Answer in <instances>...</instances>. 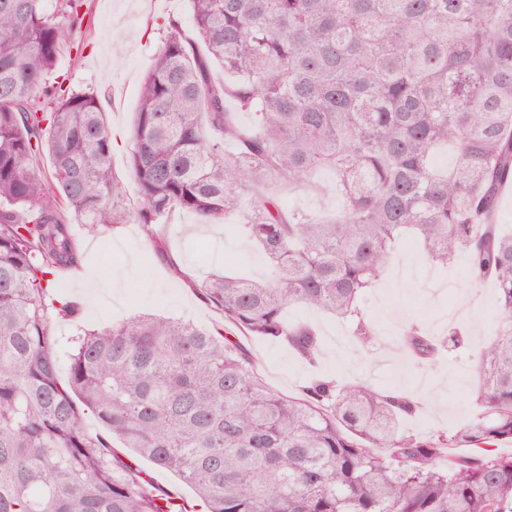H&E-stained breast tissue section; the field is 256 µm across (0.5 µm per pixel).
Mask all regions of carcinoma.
<instances>
[{
	"instance_id": "cac0c4a2",
	"label": "carcinoma",
	"mask_w": 512,
	"mask_h": 512,
	"mask_svg": "<svg viewBox=\"0 0 512 512\" xmlns=\"http://www.w3.org/2000/svg\"><path fill=\"white\" fill-rule=\"evenodd\" d=\"M191 4L193 34L163 21L141 84L133 205L102 102L56 74L84 0H0V512H188L140 457L192 486L205 512H512V455L497 453L512 442V235L495 221L512 183V0ZM440 146L454 152L447 171ZM45 153L49 178L34 166ZM317 171L341 201L330 218L266 191ZM176 210L205 224L241 214L224 231L248 234L276 268L255 281L174 267L236 335L134 317L78 334L61 377L49 318L82 313L56 295L58 274L82 264L71 221L94 235L138 224L170 264L155 226ZM408 233L438 265L467 254L471 281L496 286L503 326L477 358L483 411L436 436L400 429L417 402L369 382L317 378L300 398L267 387L248 337L310 362L322 350L312 324L285 321L292 305L374 342L359 301ZM401 341L422 363L472 350L460 327L428 336L411 322ZM450 448L473 453L446 464Z\"/></svg>"
}]
</instances>
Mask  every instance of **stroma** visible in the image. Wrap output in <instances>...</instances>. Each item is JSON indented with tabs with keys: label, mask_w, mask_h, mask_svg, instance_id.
I'll use <instances>...</instances> for the list:
<instances>
[{
	"label": "stroma",
	"mask_w": 512,
	"mask_h": 512,
	"mask_svg": "<svg viewBox=\"0 0 512 512\" xmlns=\"http://www.w3.org/2000/svg\"><path fill=\"white\" fill-rule=\"evenodd\" d=\"M85 20L70 46L59 55L58 70L74 89L97 92L112 131V166L130 202H137L134 178L127 166L129 131L139 107V88L162 45V32L153 20L178 17L192 29L189 0H86ZM72 233L82 250L80 270L58 279V290L83 305L79 321L50 318L53 336L68 343L82 328H100L141 314L188 318L212 329L222 325V315L199 300L189 278L241 265L244 274L269 276V265L253 242L225 236L223 228L198 223L193 214L177 211L157 227V233L176 257L186 277L168 267L149 264V247L139 225L124 224L103 236L87 233L75 223ZM467 260L458 257L445 269L435 267L423 246L413 237L399 240L385 276L365 295L361 308L379 329L368 347L357 344L352 328L321 312L289 308L288 320H307L319 330L323 347L315 362L301 360L287 346L261 337L248 344L255 367L274 391L301 397L316 376L339 381L365 379L407 394L419 403L414 416L405 418L409 431L451 433L480 414L476 403V358L441 356L432 363L417 362L399 336L407 321H416L432 336L446 335L451 317L466 307L464 329L475 344L493 340L502 318L495 303V285L473 286L466 276ZM95 287H87V274Z\"/></svg>",
	"instance_id": "35a3bbf8"
}]
</instances>
